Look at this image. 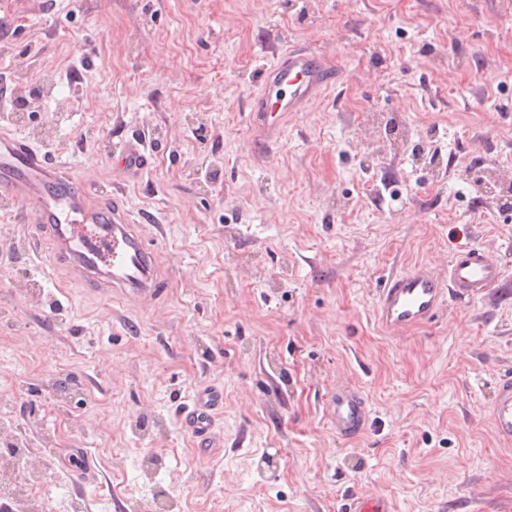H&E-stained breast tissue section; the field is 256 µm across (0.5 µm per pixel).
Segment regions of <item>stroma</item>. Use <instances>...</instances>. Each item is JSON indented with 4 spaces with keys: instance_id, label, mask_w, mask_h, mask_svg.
Here are the masks:
<instances>
[{
    "instance_id": "obj_1",
    "label": "stroma",
    "mask_w": 512,
    "mask_h": 512,
    "mask_svg": "<svg viewBox=\"0 0 512 512\" xmlns=\"http://www.w3.org/2000/svg\"><path fill=\"white\" fill-rule=\"evenodd\" d=\"M298 45L341 80L257 149L264 71ZM0 127L160 228L171 283L90 296L0 202V441L57 482L43 512H512L489 418L512 373V0H0ZM133 139L151 155L128 174ZM473 246L501 288L381 328L386 276ZM339 383L368 400L362 437L325 418ZM210 386L201 457L180 415ZM118 165L126 171L143 170L148 164L149 145L144 141L127 142L118 148ZM346 512H390L383 496H353L346 504Z\"/></svg>"
}]
</instances>
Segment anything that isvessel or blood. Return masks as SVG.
<instances>
[{
	"label": "vessel or blood",
	"instance_id": "vessel-or-blood-1",
	"mask_svg": "<svg viewBox=\"0 0 512 512\" xmlns=\"http://www.w3.org/2000/svg\"><path fill=\"white\" fill-rule=\"evenodd\" d=\"M341 71L324 55L297 48L283 52L269 68L253 114L263 140L282 136L284 118L303 111L328 91ZM149 147L144 141L118 148L117 162L126 171L144 169ZM94 185L74 176L66 163L48 157L12 133L0 130V199L22 204L39 227L51 261L70 268L91 293H120L124 300L146 302L166 292L154 270L157 238L132 224L120 197L92 202ZM503 283L498 260L472 247L458 252L447 274L418 264L387 277L377 294L376 312L382 325L402 333L432 323L448 293L465 298L487 295ZM224 395L210 388L198 392L181 412V426L190 434L199 455L214 445L213 415ZM329 422L338 437L364 434L370 423L367 400L359 389L340 384L327 398ZM489 416L496 437L512 443V375L499 378ZM347 512H389L384 497L354 496Z\"/></svg>",
	"mask_w": 512,
	"mask_h": 512
}]
</instances>
